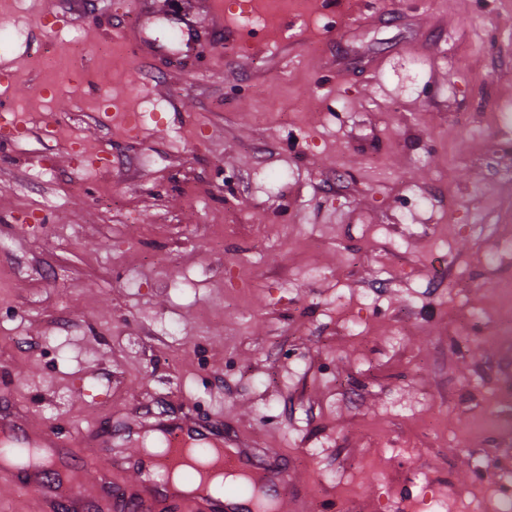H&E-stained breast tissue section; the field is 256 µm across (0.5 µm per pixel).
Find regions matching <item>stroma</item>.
I'll return each mask as SVG.
<instances>
[{
    "instance_id": "obj_1",
    "label": "stroma",
    "mask_w": 512,
    "mask_h": 512,
    "mask_svg": "<svg viewBox=\"0 0 512 512\" xmlns=\"http://www.w3.org/2000/svg\"><path fill=\"white\" fill-rule=\"evenodd\" d=\"M222 1L0 0V391L117 481L154 411L512 512V0ZM82 443L96 447L98 451L94 455L80 459L79 464L91 476L98 480H103L105 484L109 483L111 468L107 464L112 461V457L107 454L104 448L106 445L99 441L98 432L95 430L88 431L82 438Z\"/></svg>"
}]
</instances>
